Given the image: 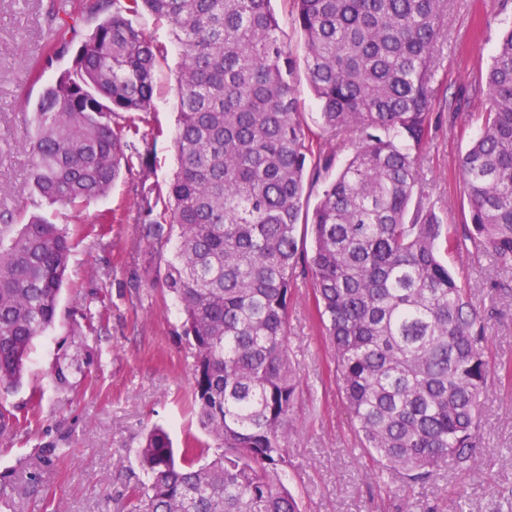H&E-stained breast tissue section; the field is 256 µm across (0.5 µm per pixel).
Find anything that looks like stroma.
I'll return each mask as SVG.
<instances>
[{"label": "stroma", "instance_id": "1", "mask_svg": "<svg viewBox=\"0 0 512 512\" xmlns=\"http://www.w3.org/2000/svg\"><path fill=\"white\" fill-rule=\"evenodd\" d=\"M48 0H0V197L15 214L46 215L57 224H88L99 213L121 222L78 237L62 288L58 321L31 351L23 385L0 403L25 409L43 390L37 424L0 441V479L14 485L15 512H132L144 475L137 454L151 427L175 447L207 442L191 406L192 358L181 334L178 305L145 263L146 229L128 175L105 197L74 211L42 204L28 191L32 164L27 128L44 87L74 65V52L45 59ZM151 40L166 44L157 66L158 91L149 140L153 178L166 183L176 165L174 92L179 52L168 25L150 14L136 20ZM500 21L493 0H452L439 77L445 98L421 162L423 189L449 229L462 222L458 160L480 132L481 99L449 113L445 99L486 68ZM449 267L468 282L477 306L488 308L486 356L491 366L479 427L481 445L470 470L449 481L447 470L407 486L366 473L377 463L359 440L336 385L335 365L319 331L309 277L295 279L288 308V344L299 365V403L288 431L290 462L282 481L301 512H512V271L501 272L477 252L449 253ZM73 367L72 386L56 390L47 373L57 361Z\"/></svg>", "mask_w": 512, "mask_h": 512}]
</instances>
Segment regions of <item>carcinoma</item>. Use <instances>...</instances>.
<instances>
[{"label": "carcinoma", "instance_id": "obj_1", "mask_svg": "<svg viewBox=\"0 0 512 512\" xmlns=\"http://www.w3.org/2000/svg\"><path fill=\"white\" fill-rule=\"evenodd\" d=\"M304 42L276 36L271 0H51L45 57L81 38L73 69L44 88L30 132L31 192L48 206L137 179L148 260L181 305L192 401L213 445L176 457L168 433L139 449L148 478L135 512H299L280 478L299 400L288 358L298 266L310 277L360 447L412 486L443 465L469 469L490 377L472 289L441 251L476 250L512 270V23L464 89L485 99L482 130L459 160L467 233L448 237L416 193L429 145L447 0H290ZM167 21L179 50L177 168L149 182L148 114L167 48L134 19ZM304 65L322 133L302 112ZM355 152L334 169L333 141ZM323 184L315 204L311 191ZM0 212V392L23 381L37 338L58 320L79 230ZM312 249H300L298 226ZM175 242L172 258L166 257ZM49 378L71 385L58 362ZM0 405V438L27 427Z\"/></svg>", "mask_w": 512, "mask_h": 512}]
</instances>
